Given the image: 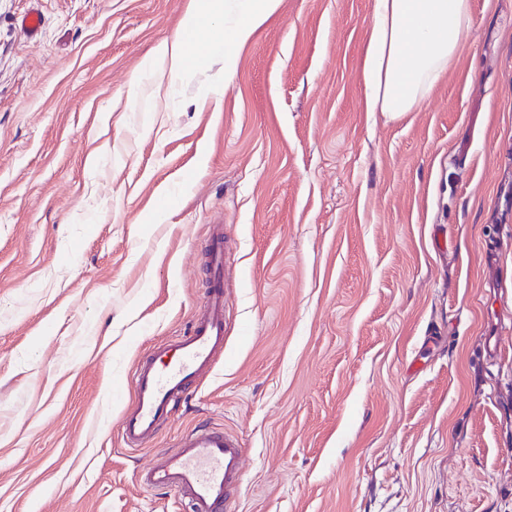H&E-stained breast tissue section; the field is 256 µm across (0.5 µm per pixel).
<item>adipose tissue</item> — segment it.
<instances>
[{"instance_id": "obj_1", "label": "adipose tissue", "mask_w": 512, "mask_h": 512, "mask_svg": "<svg viewBox=\"0 0 512 512\" xmlns=\"http://www.w3.org/2000/svg\"><path fill=\"white\" fill-rule=\"evenodd\" d=\"M281 0H195L182 27L214 24L213 51L232 77L241 50L276 14ZM473 22L472 0H372L360 69L364 109L400 118L416 111L453 66ZM184 41L161 43L150 67L177 83L199 71Z\"/></svg>"}]
</instances>
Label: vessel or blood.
<instances>
[{
  "label": "vessel or blood",
  "mask_w": 512,
  "mask_h": 512,
  "mask_svg": "<svg viewBox=\"0 0 512 512\" xmlns=\"http://www.w3.org/2000/svg\"><path fill=\"white\" fill-rule=\"evenodd\" d=\"M225 253L223 225H209L204 306L182 335L154 346L135 362L130 372L133 400L120 417L125 450H140L155 439L223 353ZM243 464L244 448L238 436L200 426L141 468L138 483L145 489L178 491L188 502L189 512H224L231 491L240 483Z\"/></svg>",
  "instance_id": "vessel-or-blood-1"
}]
</instances>
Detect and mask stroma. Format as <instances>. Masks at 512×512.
<instances>
[{"instance_id":"35a3bbf8","label":"stroma","mask_w":512,"mask_h":512,"mask_svg":"<svg viewBox=\"0 0 512 512\" xmlns=\"http://www.w3.org/2000/svg\"><path fill=\"white\" fill-rule=\"evenodd\" d=\"M472 2L395 119L363 109L370 0H283L230 82L155 112L134 92L191 0H0V512H187L137 472L204 424L245 448L227 512H512V0ZM212 224L224 354L120 453Z\"/></svg>"}]
</instances>
